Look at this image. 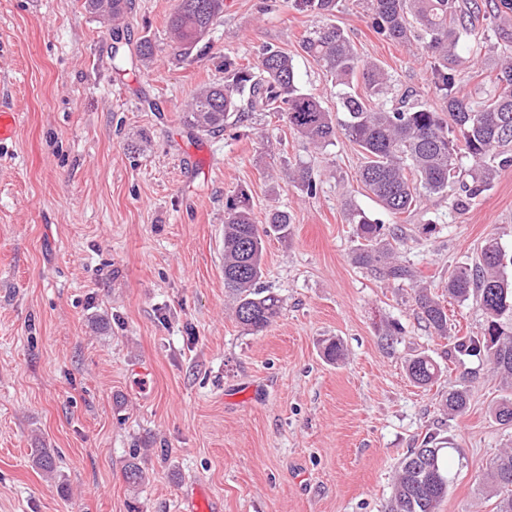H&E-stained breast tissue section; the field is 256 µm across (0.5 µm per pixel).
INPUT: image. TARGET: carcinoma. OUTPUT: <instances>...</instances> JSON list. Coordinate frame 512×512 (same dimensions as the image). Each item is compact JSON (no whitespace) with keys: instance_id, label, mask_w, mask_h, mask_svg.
Segmentation results:
<instances>
[{"instance_id":"1","label":"carcinoma","mask_w":512,"mask_h":512,"mask_svg":"<svg viewBox=\"0 0 512 512\" xmlns=\"http://www.w3.org/2000/svg\"><path fill=\"white\" fill-rule=\"evenodd\" d=\"M294 2L317 16L332 14L337 5V0ZM368 5L377 34L421 46L430 59V90L440 107L404 100L389 104L394 87L390 73L362 57L340 26L323 22L304 37L302 50L330 75L337 113L300 85L293 57L269 48L255 71L224 61V79L198 90L183 110V123L202 135L219 137L231 119L243 122L255 114L276 112L318 148L332 144L341 130L363 156L360 181L388 213L410 214L423 195L443 194L451 187L457 191L456 206L463 208L489 189L498 169L512 166V30L495 29L501 52L485 64L488 85L478 87L476 101L457 88L461 48L479 33V16L468 0H368ZM84 8L117 35L125 28L132 0H84ZM223 17L224 0H177L167 24L177 55L191 54ZM464 157L472 159L466 171L461 169ZM289 175L306 194L317 195L319 183L310 168L300 165ZM346 220L356 225L353 263L383 280L409 285L421 319L448 340V364L424 352L415 354L406 362L409 379L419 387L431 386L449 364L465 357L483 359L505 391L491 413L499 422L505 415L512 418V274L507 272L512 257H505L497 240L488 239L473 265L448 276V297L458 302L473 299L484 314L478 334L452 336L444 301L400 260L398 234L356 207L346 209ZM290 224V213L278 209L267 214L265 223H255L252 197L244 189L225 198L224 288L233 299L237 322L251 334L263 332L282 312V299L260 287L259 280L265 238L287 237ZM470 397L471 380L464 374L448 386L442 407L462 414ZM54 455L48 448L38 449L36 463L50 477L56 472ZM124 476L135 488L148 480L138 455L126 460ZM478 477L499 498L496 512H512V448L479 468ZM451 482L448 448L428 433L401 462L388 512H438Z\"/></svg>"}]
</instances>
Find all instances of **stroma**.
I'll list each match as a JSON object with an SVG mask.
<instances>
[{
	"label": "stroma",
	"instance_id": "stroma-1",
	"mask_svg": "<svg viewBox=\"0 0 512 512\" xmlns=\"http://www.w3.org/2000/svg\"><path fill=\"white\" fill-rule=\"evenodd\" d=\"M175 7L133 0L117 45L83 0H0V106L21 116L0 146V512H189L196 494L213 512H387L400 462L429 433L449 441L440 512H496L476 472L512 444L489 412L500 380L476 358L431 387L409 380L407 358L440 357L447 341L409 288L352 262L345 206L400 229L402 260L441 296L486 239L512 255V167L466 210L427 195L396 219L358 181L345 136L317 149L273 114L198 135L185 103L225 61L257 67L268 46L328 108L336 98L301 49L317 18L291 0H224L209 42L180 60ZM331 21L393 74L394 96L426 91L427 59L375 34L363 0H338ZM299 164L316 196L289 180ZM241 188L256 223L275 208L293 218L288 239L266 242L260 285L283 310L257 335L235 320L221 270L224 199ZM386 320L403 328L391 347ZM332 336L334 364L321 346ZM465 371L469 408L447 415L441 395ZM42 447L58 453L56 478L34 464ZM134 453L149 476L135 489L123 477Z\"/></svg>",
	"mask_w": 512,
	"mask_h": 512
}]
</instances>
